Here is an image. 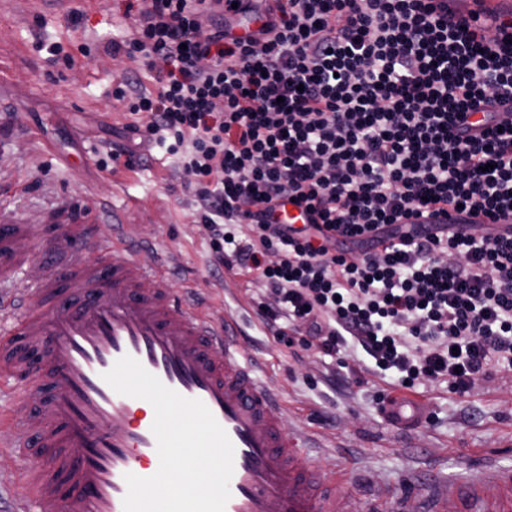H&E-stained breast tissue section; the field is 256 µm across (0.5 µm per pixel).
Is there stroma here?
Returning <instances> with one entry per match:
<instances>
[{
	"label": "stroma",
	"instance_id": "35a3bbf8",
	"mask_svg": "<svg viewBox=\"0 0 512 512\" xmlns=\"http://www.w3.org/2000/svg\"><path fill=\"white\" fill-rule=\"evenodd\" d=\"M124 0H0V200L14 223L52 224L80 207L97 213L110 237L114 220L127 226L138 255H160L169 287L212 320H233L259 379L284 402L287 431L311 437L309 453L322 468L353 465L351 489L379 495L388 485L440 474L463 476L465 466L512 469V374L479 380L468 395L447 383L418 385L427 405L421 426L387 422L373 400L387 383L360 361L335 365L316 350H292L257 313L261 282L239 270H209L210 242L181 185L186 173L164 150L126 135V105L113 91L122 76L147 78L141 61L113 58L111 41L130 35ZM73 55L54 58L52 44ZM135 148L146 166L101 169L108 144ZM0 512L22 493L19 456L2 447Z\"/></svg>",
	"mask_w": 512,
	"mask_h": 512
}]
</instances>
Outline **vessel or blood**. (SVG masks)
Segmentation results:
<instances>
[{"instance_id": "vessel-or-blood-1", "label": "vessel or blood", "mask_w": 512, "mask_h": 512, "mask_svg": "<svg viewBox=\"0 0 512 512\" xmlns=\"http://www.w3.org/2000/svg\"><path fill=\"white\" fill-rule=\"evenodd\" d=\"M501 0H471L464 17L488 23ZM98 217L80 213L69 224L41 230L48 276L20 297L6 287L28 262L18 248L29 229L0 219V391L41 399L36 425L0 411L10 447L52 450L28 460L24 493L14 512H124L125 474L159 467L151 431L152 405L115 392L103 379L124 357L137 359L168 388L201 400L235 449L225 512H512V471L473 470L460 481L429 479L414 492L391 486L368 501L325 492L336 473L305 453L306 439L285 432L281 399L253 374V363L230 323L214 322L166 285L160 258L135 256L123 225L99 240ZM96 259H89L87 249ZM152 291H144L145 282ZM47 357L49 379L31 372L32 353ZM390 422L411 426L423 403L396 400Z\"/></svg>"}]
</instances>
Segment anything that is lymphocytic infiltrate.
<instances>
[{"label": "lymphocytic infiltrate", "mask_w": 512, "mask_h": 512, "mask_svg": "<svg viewBox=\"0 0 512 512\" xmlns=\"http://www.w3.org/2000/svg\"><path fill=\"white\" fill-rule=\"evenodd\" d=\"M154 90L120 81L130 133L178 156L213 270L263 281L276 334L396 392L469 394L512 371V14L446 0H128ZM252 16L255 29L234 22ZM210 19L201 30V19ZM288 203L308 223L278 220ZM501 1L502 0L475 1L471 2L465 9L460 8L456 2L451 3L454 5L457 14L466 17L470 22H472V18H475L477 23L488 24L490 22V16L502 12Z\"/></svg>", "instance_id": "f902f5d3"}]
</instances>
